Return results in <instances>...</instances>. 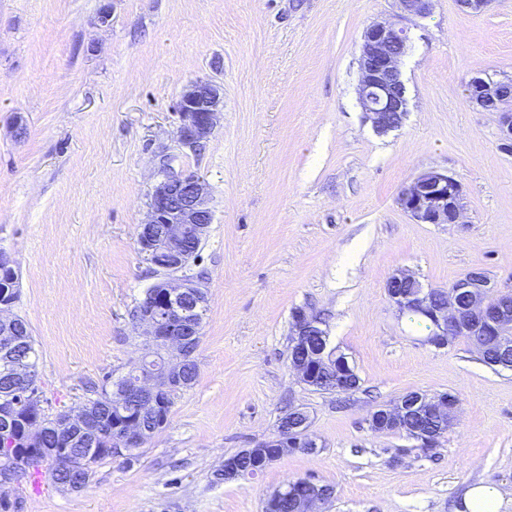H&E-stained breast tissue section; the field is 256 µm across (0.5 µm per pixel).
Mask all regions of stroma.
Listing matches in <instances>:
<instances>
[{
    "label": "stroma",
    "instance_id": "stroma-1",
    "mask_svg": "<svg viewBox=\"0 0 512 512\" xmlns=\"http://www.w3.org/2000/svg\"><path fill=\"white\" fill-rule=\"evenodd\" d=\"M399 13L398 0H0V250L46 416L78 414L89 384L142 356L131 313L154 276L137 234L160 160L202 175L213 206L194 265L208 290L194 384L137 459L99 463L79 491L5 486L11 512H263L301 478L333 488L316 512H464L478 485L512 512V371L463 337L428 345L385 288L398 270L446 288L475 267L512 286V151L467 96L472 77L512 78V0H433L408 20V111L381 136L357 99L361 37ZM201 78L223 112L192 153L174 106ZM426 171L461 182L462 223L417 224L397 206ZM298 308L359 375L349 404L291 369ZM409 391L459 400L427 454L368 426ZM294 408L316 453L216 480Z\"/></svg>",
    "mask_w": 512,
    "mask_h": 512
}]
</instances>
